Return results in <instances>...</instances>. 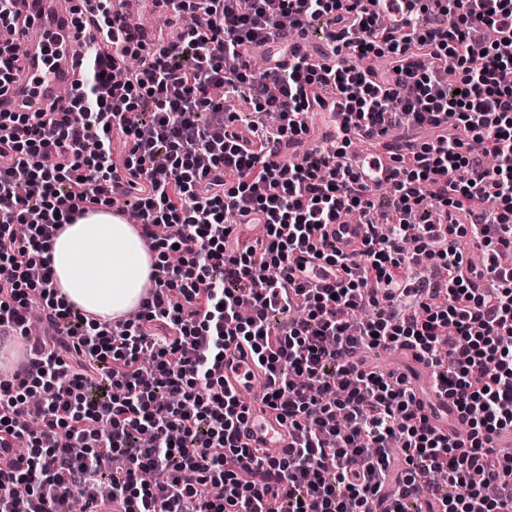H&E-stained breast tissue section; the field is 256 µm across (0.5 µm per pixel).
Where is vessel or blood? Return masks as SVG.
Wrapping results in <instances>:
<instances>
[{
	"label": "vessel or blood",
	"instance_id": "obj_1",
	"mask_svg": "<svg viewBox=\"0 0 512 512\" xmlns=\"http://www.w3.org/2000/svg\"><path fill=\"white\" fill-rule=\"evenodd\" d=\"M80 0H22L19 38L25 47L12 83L0 91V112H46L60 105L65 90L81 79L80 63L90 41L102 35L94 20L79 16ZM326 241L344 255H353L368 236L367 225L356 220L328 224ZM264 374L250 357L231 349L224 356V384L245 397L260 389ZM242 443L273 455L287 453L295 436L276 412L253 403L239 428Z\"/></svg>",
	"mask_w": 512,
	"mask_h": 512
}]
</instances>
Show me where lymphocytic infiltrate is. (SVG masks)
<instances>
[{
    "mask_svg": "<svg viewBox=\"0 0 512 512\" xmlns=\"http://www.w3.org/2000/svg\"><path fill=\"white\" fill-rule=\"evenodd\" d=\"M193 17L163 43L111 27L112 0H84L112 29L57 112H0V345L23 354L0 373V512H512V0H158ZM453 16L427 30L419 13ZM285 27L322 36L334 67L298 57L254 68L249 46ZM392 69L379 71L376 60ZM458 78L447 84L443 73ZM334 87L345 123L332 149L277 166L273 146L302 147L314 102ZM240 100L275 125L229 111ZM429 131L395 154V178L351 135ZM160 277L134 318L101 322L58 299L47 257L64 225L112 206L114 139ZM396 214L382 249L323 253L335 288L297 275L322 225L355 211L373 224L377 188ZM439 204L438 221L407 213ZM468 212L447 223L449 209ZM259 215L265 234L228 248L227 216ZM489 247L482 267L452 239ZM429 259L446 274L434 288ZM376 319L352 322L365 303ZM291 314L287 332L275 316ZM248 347L260 399L295 432L271 456L240 444L247 408L221 359ZM413 351L466 428V447L431 426L404 381L371 352ZM402 452L405 469L395 471Z\"/></svg>",
    "mask_w": 512,
    "mask_h": 512,
    "instance_id": "lymphocytic-infiltrate-1",
    "label": "lymphocytic infiltrate"
}]
</instances>
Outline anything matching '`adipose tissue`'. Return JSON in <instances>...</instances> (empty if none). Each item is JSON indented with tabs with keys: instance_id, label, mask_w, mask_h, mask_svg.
I'll use <instances>...</instances> for the list:
<instances>
[{
	"instance_id": "ef3b65f1",
	"label": "adipose tissue",
	"mask_w": 512,
	"mask_h": 512,
	"mask_svg": "<svg viewBox=\"0 0 512 512\" xmlns=\"http://www.w3.org/2000/svg\"><path fill=\"white\" fill-rule=\"evenodd\" d=\"M49 255L61 296L95 317L138 308L151 286L153 256L132 225L107 212L65 225Z\"/></svg>"
}]
</instances>
